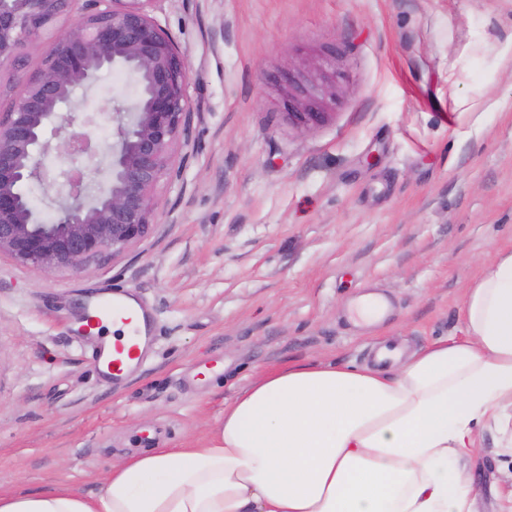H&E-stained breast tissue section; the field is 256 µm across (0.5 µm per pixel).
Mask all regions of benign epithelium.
<instances>
[{
	"instance_id": "1",
	"label": "benign epithelium",
	"mask_w": 512,
	"mask_h": 512,
	"mask_svg": "<svg viewBox=\"0 0 512 512\" xmlns=\"http://www.w3.org/2000/svg\"><path fill=\"white\" fill-rule=\"evenodd\" d=\"M120 2L121 8L114 4ZM149 0H0V71H12L22 91L0 112V255L45 272L79 270L106 251L123 253L152 227L153 191L180 177L174 144L189 134L190 73L177 44L147 14ZM39 45L41 66L25 71L23 49ZM120 66L140 86L137 102L112 107L117 143L109 179L92 186L71 174L57 220L35 219L26 184L44 180L53 149L78 159L90 138L63 134L60 116L74 91L105 69ZM289 116L301 126L324 113L304 108Z\"/></svg>"
}]
</instances>
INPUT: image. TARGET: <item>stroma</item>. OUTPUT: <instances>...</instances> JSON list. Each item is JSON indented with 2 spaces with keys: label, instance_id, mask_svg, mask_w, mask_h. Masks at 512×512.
Wrapping results in <instances>:
<instances>
[{
  "label": "stroma",
  "instance_id": "35a3bbf8",
  "mask_svg": "<svg viewBox=\"0 0 512 512\" xmlns=\"http://www.w3.org/2000/svg\"><path fill=\"white\" fill-rule=\"evenodd\" d=\"M190 71L179 180H161L148 237L76 272L0 257V493H96L119 459L209 436L262 372L373 364L462 333L466 288L512 248V0H151ZM138 95L103 71L74 99L106 176L112 104ZM324 112L307 128L298 102ZM26 192L56 216L70 159ZM156 317L144 371L103 384L80 341L100 284ZM377 293L376 326L348 307ZM458 463L474 512H512V408Z\"/></svg>",
  "mask_w": 512,
  "mask_h": 512
}]
</instances>
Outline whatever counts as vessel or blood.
Wrapping results in <instances>:
<instances>
[{
    "mask_svg": "<svg viewBox=\"0 0 512 512\" xmlns=\"http://www.w3.org/2000/svg\"><path fill=\"white\" fill-rule=\"evenodd\" d=\"M115 308L122 310V321L128 327V340L124 343L111 341L96 330L101 315ZM83 317L95 329L87 341L100 378L116 388L126 386L142 371L153 347L156 327L153 312L127 292L108 286L102 297L84 311Z\"/></svg>",
    "mask_w": 512,
    "mask_h": 512,
    "instance_id": "b4317fda",
    "label": "vessel or blood"
}]
</instances>
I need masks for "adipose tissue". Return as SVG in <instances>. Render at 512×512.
Instances as JSON below:
<instances>
[{
	"label": "adipose tissue",
	"mask_w": 512,
	"mask_h": 512,
	"mask_svg": "<svg viewBox=\"0 0 512 512\" xmlns=\"http://www.w3.org/2000/svg\"><path fill=\"white\" fill-rule=\"evenodd\" d=\"M464 336L387 366L261 374L192 448L113 465L98 493L0 494V512H471L458 468L476 425L512 405V248L464 294Z\"/></svg>",
	"instance_id": "ef3b65f1"
}]
</instances>
